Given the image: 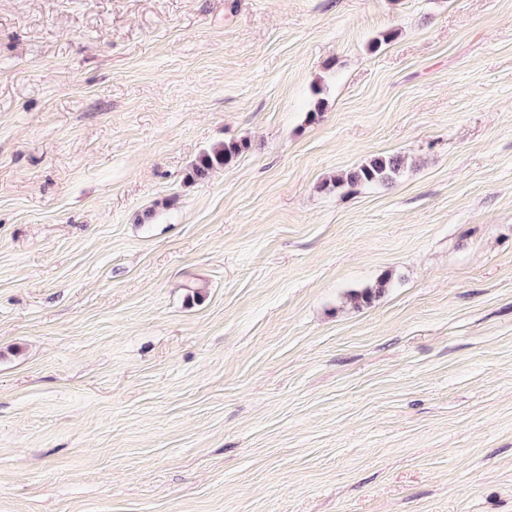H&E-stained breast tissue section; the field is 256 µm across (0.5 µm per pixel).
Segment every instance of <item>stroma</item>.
<instances>
[{
	"label": "stroma",
	"mask_w": 512,
	"mask_h": 512,
	"mask_svg": "<svg viewBox=\"0 0 512 512\" xmlns=\"http://www.w3.org/2000/svg\"><path fill=\"white\" fill-rule=\"evenodd\" d=\"M0 512H512V0H0ZM249 148L247 142L230 143L213 148L211 152L205 153L198 165L194 168V175L197 178H204L209 171L217 166L229 165L235 158ZM404 168V160L399 155L378 156L357 167L343 177L336 178V187L345 184H390Z\"/></svg>",
	"instance_id": "stroma-1"
}]
</instances>
